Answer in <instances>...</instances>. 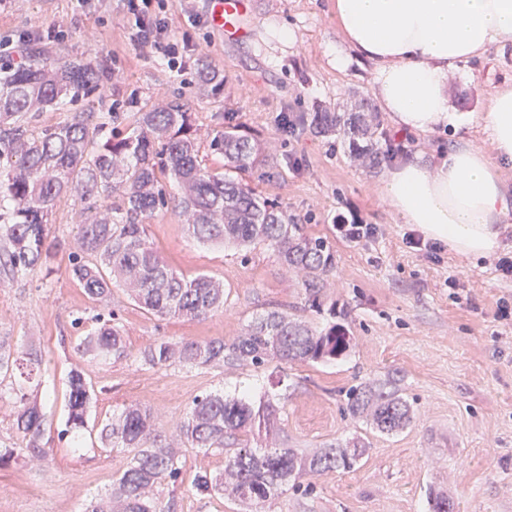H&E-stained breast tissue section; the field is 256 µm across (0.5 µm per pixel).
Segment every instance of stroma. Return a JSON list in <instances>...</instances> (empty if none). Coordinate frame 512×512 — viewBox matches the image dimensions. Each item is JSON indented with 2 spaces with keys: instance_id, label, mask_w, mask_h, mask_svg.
I'll return each instance as SVG.
<instances>
[{
  "instance_id": "stroma-1",
  "label": "stroma",
  "mask_w": 512,
  "mask_h": 512,
  "mask_svg": "<svg viewBox=\"0 0 512 512\" xmlns=\"http://www.w3.org/2000/svg\"><path fill=\"white\" fill-rule=\"evenodd\" d=\"M208 0H170L168 33L187 39L185 54L217 71L219 89H202L198 67L179 73L161 53L144 55L131 38L134 19L124 0H0V49L14 55L38 37L55 60L85 57L103 68L100 110L116 108L123 121L161 99L194 112L203 129L227 127L254 134L264 160L241 172L244 183L280 200L308 234L336 250V274L325 302L348 312L351 352L331 363L148 367L137 356L162 340L231 339L256 315L276 308L321 330L328 313L306 306L297 277L272 248L243 250L194 240L173 205L147 222L149 242L179 274H204L224 284V307L203 320L160 318L113 289L112 302H92L66 272L72 201H62L52 230L62 246L47 267L0 287V336L34 339L47 371L39 397L46 417V458L37 467L0 468V512H80L127 468L129 449L103 452L98 432L125 404L136 401L160 418V430L184 416L196 396L237 394L285 380L288 399L280 439L307 452L362 437L366 452L351 472L311 477L310 491L288 490L272 512H427L428 490L442 491L455 512H512V277L496 258L466 260L441 248L437 256L411 247L414 225L401 223L379 193L395 161L389 140L407 155L429 161L454 142L450 133L427 138L383 125L379 164H358L349 142L315 136L306 126L283 132V112H351L372 99L374 66L352 61L332 0H253L251 36L229 46L208 20ZM512 81V50L490 52L461 65L448 86L461 111L480 107L489 92ZM342 224H374L377 236L352 241ZM114 315L125 333L129 359L98 362L76 345L101 315ZM94 389L84 447L64 435L65 394L71 368ZM374 381L393 382L414 411L410 425L382 434L343 412L346 391ZM223 453L190 448L177 482L161 494L172 512H241L238 502L197 492V472L224 469Z\"/></svg>"
}]
</instances>
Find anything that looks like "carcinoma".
Here are the masks:
<instances>
[{
	"label": "carcinoma",
	"mask_w": 512,
	"mask_h": 512,
	"mask_svg": "<svg viewBox=\"0 0 512 512\" xmlns=\"http://www.w3.org/2000/svg\"><path fill=\"white\" fill-rule=\"evenodd\" d=\"M24 62H0V285L42 267L52 247L51 218L64 199L80 202L74 210L69 274L95 302L112 295V282L160 318L204 319L224 307V284L207 275L188 279L171 269L147 241L145 220L166 203L162 178L178 188L175 208L192 236L203 242L248 247L265 243L281 263L300 276L305 304L316 312L339 317L315 331L278 309L253 320L230 341H160L145 347L140 361L152 368L170 365L237 368L285 363L334 361L352 345L347 312L325 306L322 290L336 271L331 242L312 236L288 217L281 203L263 198L232 176L249 168L259 155L258 141L236 127L201 134L194 115L179 104L151 106L137 113L132 124L115 126L119 113L78 112L74 103L99 92L103 72L92 59L50 60L51 51L39 39L21 42ZM43 112H68L66 121L39 129ZM312 133L349 140L359 156L376 165L373 138L377 113L313 112L301 118ZM224 157L223 173L202 166L201 146ZM77 345L82 355L101 361L130 357L124 332L112 319ZM41 352L32 342L13 347L0 336V402L14 408L11 428L16 441L0 447V467L32 464L44 458V413L38 394L24 383L42 377ZM94 389L83 371L68 375L66 426L84 427ZM285 394L265 389L254 394L246 386L235 397L206 393L194 398L190 410L172 426L170 436L158 432L153 412L127 404L102 427L105 448H131L127 469L103 494L84 505L83 512H167L159 487L181 474L183 448L224 451L228 440L240 443L224 462V471L202 472L197 491L227 496L251 512H268L300 479L331 471H351L362 459L360 441L352 447L331 445L309 455L279 448V423ZM344 413L364 419L373 429L394 434L413 419L411 406L398 389L361 383L345 393ZM254 440L265 447L255 448Z\"/></svg>",
	"instance_id": "cac0c4a2"
}]
</instances>
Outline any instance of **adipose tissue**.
<instances>
[{
    "label": "adipose tissue",
    "mask_w": 512,
    "mask_h": 512,
    "mask_svg": "<svg viewBox=\"0 0 512 512\" xmlns=\"http://www.w3.org/2000/svg\"><path fill=\"white\" fill-rule=\"evenodd\" d=\"M336 21L355 57L374 63L373 93L398 130L442 128L458 138L432 162L414 156L386 172L382 197L402 223L467 259L502 246L512 219V83L476 112L456 111L448 80L460 63L512 47V0H335ZM481 129L479 147L466 139Z\"/></svg>",
    "instance_id": "adipose-tissue-1"
}]
</instances>
